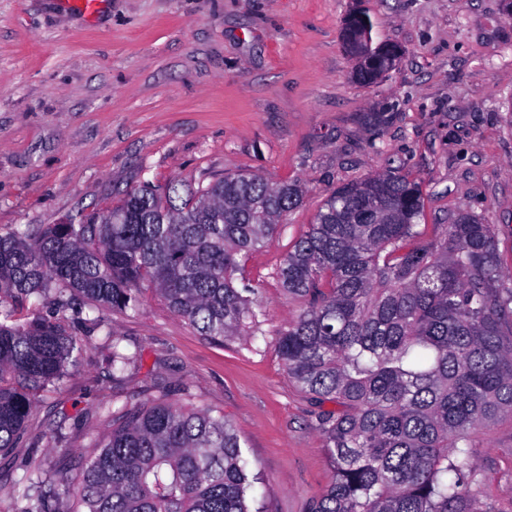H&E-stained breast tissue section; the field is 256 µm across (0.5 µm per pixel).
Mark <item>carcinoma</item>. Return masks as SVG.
<instances>
[{
	"instance_id": "obj_1",
	"label": "carcinoma",
	"mask_w": 512,
	"mask_h": 512,
	"mask_svg": "<svg viewBox=\"0 0 512 512\" xmlns=\"http://www.w3.org/2000/svg\"><path fill=\"white\" fill-rule=\"evenodd\" d=\"M395 47L379 43L356 74L373 84ZM388 112H365L373 136ZM304 202L297 182L227 175L126 192L64 224L0 232V452L15 447L33 399L60 383L100 313L139 310L148 285L177 317L218 342L257 339L258 289L239 258L270 241ZM425 201L395 166L322 203L277 269L302 300L278 338L291 379L318 405L315 427L334 468L308 512H496L481 496L479 434L512 418V285L494 225L461 211L418 242ZM50 308L19 323L31 298ZM95 313L69 332L59 312ZM140 360L112 336V376ZM193 385L108 406L96 451L48 484L31 462L11 492L27 512H266L262 483L221 411L194 406ZM332 403L333 409L324 405Z\"/></svg>"
}]
</instances>
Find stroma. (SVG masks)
I'll use <instances>...</instances> for the list:
<instances>
[{
	"label": "stroma",
	"mask_w": 512,
	"mask_h": 512,
	"mask_svg": "<svg viewBox=\"0 0 512 512\" xmlns=\"http://www.w3.org/2000/svg\"><path fill=\"white\" fill-rule=\"evenodd\" d=\"M402 51L364 86L341 42L353 10ZM366 112L391 113L383 149ZM425 199L422 241L459 210L494 225L512 274V19L503 0H106L92 19L58 0H0V230L57 224L117 204L145 182L208 185L240 171L300 181L301 208L243 261L263 303L257 340L215 343L152 290L138 313L105 312L142 364L114 379L103 336L87 340L62 387L38 394L20 443L0 455V512H24L11 479L44 477L90 454L101 409L192 383L223 410L265 482L268 512H306L334 470L314 407L277 340L301 303L275 272L337 187L390 158ZM486 498L512 512V419L474 450Z\"/></svg>",
	"instance_id": "obj_1"
}]
</instances>
